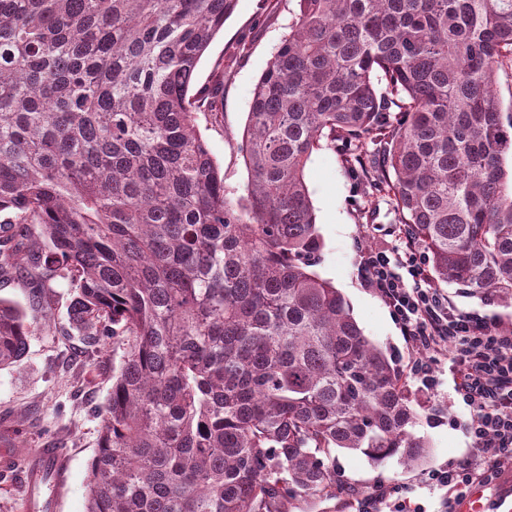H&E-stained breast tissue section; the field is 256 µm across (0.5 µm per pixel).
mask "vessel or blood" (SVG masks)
I'll use <instances>...</instances> for the list:
<instances>
[{"label":"vessel or blood","instance_id":"1","mask_svg":"<svg viewBox=\"0 0 512 512\" xmlns=\"http://www.w3.org/2000/svg\"><path fill=\"white\" fill-rule=\"evenodd\" d=\"M0 473L19 476L23 512H55V500L44 497V486H61L64 452L59 448H10L0 452Z\"/></svg>","mask_w":512,"mask_h":512}]
</instances>
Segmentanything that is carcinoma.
I'll use <instances>...</instances> for the list:
<instances>
[{
	"label": "carcinoma",
	"instance_id": "obj_1",
	"mask_svg": "<svg viewBox=\"0 0 512 512\" xmlns=\"http://www.w3.org/2000/svg\"><path fill=\"white\" fill-rule=\"evenodd\" d=\"M258 80L227 197L190 94L236 0H0V277L61 279L112 337L86 512H292L336 500L332 454L429 457L396 357L313 267L322 140L391 196L429 279L512 303V0H298ZM384 88H379V85ZM30 326L0 301V370ZM496 97L501 112H512V65L504 62L498 69Z\"/></svg>",
	"mask_w": 512,
	"mask_h": 512
}]
</instances>
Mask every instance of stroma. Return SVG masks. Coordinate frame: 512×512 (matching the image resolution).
Listing matches in <instances>:
<instances>
[{
	"instance_id": "stroma-1",
	"label": "stroma",
	"mask_w": 512,
	"mask_h": 512,
	"mask_svg": "<svg viewBox=\"0 0 512 512\" xmlns=\"http://www.w3.org/2000/svg\"><path fill=\"white\" fill-rule=\"evenodd\" d=\"M298 11L297 0H236L223 31L197 66L194 84L199 87L209 82L228 47L241 40L246 43L224 86L221 122H211L204 113L197 116L199 131L232 198L245 196L250 179L241 145L253 91ZM304 178L323 240L316 272L345 296L365 336L392 351L401 367H408L410 346L389 307L362 275L365 249L393 252L401 245L400 224L391 198L368 190L348 169L341 149L328 145L313 151ZM440 290L459 311L491 322L512 323L510 306L462 294L452 285H441ZM32 297V289L24 282L0 279V298L18 305L32 330L19 366L0 371V420L31 447L48 443L65 449L69 480L57 512H86L89 466L97 452L101 427L97 410L112 387V351H84L69 323L71 293L63 281H55L49 292L52 323H45L42 308ZM448 365V356L443 353L432 381L413 375L407 378L416 406L442 408L437 416L420 418L415 427L430 447L426 462L413 467L395 458L374 463L359 453L337 450L336 475L355 490V497L334 505L301 504L295 512H360L362 497L380 487L390 489L391 494L377 504V512H448L447 491L427 485L425 474L456 465L471 455L472 440L466 425L473 418L471 408L454 390Z\"/></svg>"
}]
</instances>
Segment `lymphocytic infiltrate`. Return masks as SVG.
<instances>
[{
	"mask_svg": "<svg viewBox=\"0 0 512 512\" xmlns=\"http://www.w3.org/2000/svg\"><path fill=\"white\" fill-rule=\"evenodd\" d=\"M406 273L386 252L367 250L362 274L388 302L414 352L412 369L424 377L434 371L435 355L449 353L457 394L472 408L466 432L473 456L445 470L428 471V485L448 491L449 506L461 503L476 487L494 484L503 460L512 458V327L461 313L438 289L424 285L421 255L406 241Z\"/></svg>",
	"mask_w": 512,
	"mask_h": 512,
	"instance_id": "1",
	"label": "lymphocytic infiltrate"
}]
</instances>
